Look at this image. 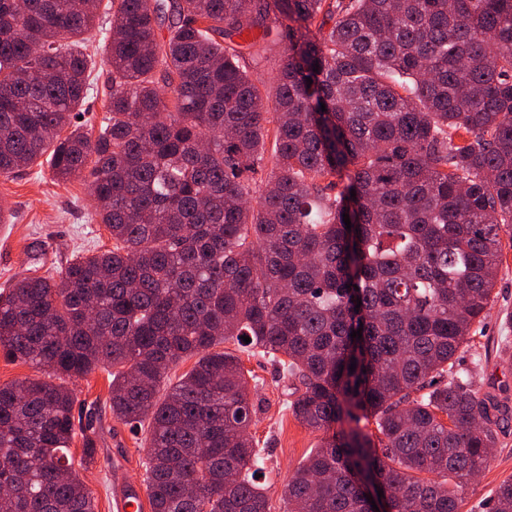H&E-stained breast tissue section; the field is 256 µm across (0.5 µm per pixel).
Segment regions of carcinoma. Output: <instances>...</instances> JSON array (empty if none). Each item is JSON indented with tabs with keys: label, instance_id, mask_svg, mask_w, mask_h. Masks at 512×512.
I'll use <instances>...</instances> for the list:
<instances>
[{
	"label": "carcinoma",
	"instance_id": "1",
	"mask_svg": "<svg viewBox=\"0 0 512 512\" xmlns=\"http://www.w3.org/2000/svg\"><path fill=\"white\" fill-rule=\"evenodd\" d=\"M102 9L94 136L76 119ZM257 28L288 41L270 105L239 64ZM43 156L91 168L112 249L0 292V352L42 373L0 386L10 512H95L67 381L99 368L112 416L149 421L152 512H270L226 342L298 380L292 414L325 434L284 512H367L364 475L393 512H459L512 421L456 368L512 231V0H0V175ZM100 27L102 26V32L98 31L96 27L91 36H93L90 42L85 45V52L93 58V69L89 80L94 79V90L91 92L93 97L89 98L83 108H89L90 112H84V120H89V123L93 125V135H97L102 118L107 114L106 107L109 101V95L111 93L107 77L111 69L107 51L104 44V36L109 39L111 35V24L108 19L104 17L99 20Z\"/></svg>",
	"mask_w": 512,
	"mask_h": 512
}]
</instances>
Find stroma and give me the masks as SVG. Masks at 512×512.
Wrapping results in <instances>:
<instances>
[{
    "label": "stroma",
    "instance_id": "1",
    "mask_svg": "<svg viewBox=\"0 0 512 512\" xmlns=\"http://www.w3.org/2000/svg\"><path fill=\"white\" fill-rule=\"evenodd\" d=\"M100 31L85 45L93 58V95L85 106L86 120L100 125L106 114L110 88V65L103 37L110 34L108 19H101ZM287 42L280 37L259 40L246 50L242 60L253 81L266 94H273L272 78L282 63ZM0 201L11 213L0 222V291L8 289L29 269L61 279L73 255L108 249L112 239L94 217V203L83 178L57 180L45 160H38L25 171L0 175ZM512 239L503 238L501 265L493 292V303L479 324L468 350L461 355V368L472 371L476 388L495 395L512 407V371L500 363L499 352L512 346ZM225 351L239 355L245 370L256 383L260 409L250 428L259 447L264 448L268 467L270 512H284L281 490L289 476L302 465L321 443L322 432L298 422L289 404L294 399L297 380L286 377L268 357L242 352L233 342ZM112 378L99 369L70 381L75 410L93 413L95 460L80 476L91 493L96 512H116L115 496L133 486H143L148 447L146 428L131 430L113 418L109 409ZM512 477V426L500 436L492 450L489 466L468 482L462 512H492L498 485Z\"/></svg>",
    "mask_w": 512,
    "mask_h": 512
}]
</instances>
